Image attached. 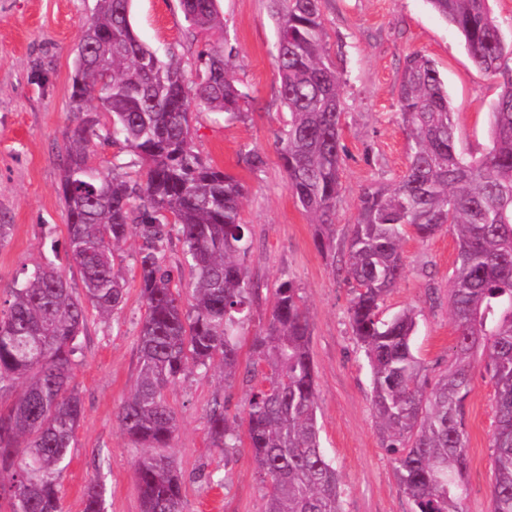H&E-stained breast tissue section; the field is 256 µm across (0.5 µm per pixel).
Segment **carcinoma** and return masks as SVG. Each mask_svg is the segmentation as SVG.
I'll return each mask as SVG.
<instances>
[{
  "mask_svg": "<svg viewBox=\"0 0 512 512\" xmlns=\"http://www.w3.org/2000/svg\"><path fill=\"white\" fill-rule=\"evenodd\" d=\"M217 0H181L186 18L209 33L220 25ZM464 37L477 69L496 79L492 146L480 156L456 147L455 112L436 62L413 53L399 77L397 112L408 138V165L390 188L366 189L348 239L343 281L352 293L350 325L372 369V403L383 447L395 455L401 488L414 512H462L467 496L465 402L471 358L485 352L495 384L491 512H512V40L489 0H429ZM131 0H97L74 60L72 112L60 193L68 253L83 293L48 260L14 282L0 312V392L24 390L0 405V500L9 512H62L83 406L72 365L88 309L119 310L125 282L114 252L131 235L146 313L139 324V376L119 420L124 435L147 449L134 464L142 512H183L174 460L158 452L178 428L166 392L190 369H239L240 329L257 294L242 257L250 248L241 222L244 185L195 152L192 109L242 116L247 93L224 49L210 48L190 84L174 52L162 59L135 33ZM322 0H273L280 95L288 108L281 161L288 190L317 224L316 244L330 248L345 147L340 79L325 54ZM119 145L128 173L88 167L95 141ZM455 233L450 288L456 362L431 388L411 348L417 315L380 317L384 297L402 279V243L412 229L427 239ZM194 272L189 302L167 262L173 242ZM311 325L290 280L275 290L267 326L252 338L254 362L243 415L225 407L208 415L214 447L247 444L267 482L265 512H343L339 476L320 439ZM85 512H104L103 488L89 485Z\"/></svg>",
  "mask_w": 512,
  "mask_h": 512,
  "instance_id": "obj_1",
  "label": "carcinoma"
}]
</instances>
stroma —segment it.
<instances>
[{
  "instance_id": "1",
  "label": "stroma",
  "mask_w": 512,
  "mask_h": 512,
  "mask_svg": "<svg viewBox=\"0 0 512 512\" xmlns=\"http://www.w3.org/2000/svg\"><path fill=\"white\" fill-rule=\"evenodd\" d=\"M97 0H0V303L15 280L51 258L81 292L79 271L66 252V213L59 195L72 126L71 77L81 34ZM220 41L240 89L243 116L225 121L207 110L192 115L195 151L246 188L241 220L251 228L245 265L259 285L243 329L241 364L252 360L251 340L264 328L274 291L293 279L312 321L311 353L317 375L318 424L323 448L338 470L343 512H413L383 447L372 405V374L349 322L351 292L340 273L361 193L392 186L407 165V139L397 112L398 76L408 55L427 54L438 65L456 120L457 146L480 155L489 149L491 104L499 88L472 63L461 34L429 0H322L326 50L341 81L342 190L333 217L331 248L321 251L314 226L287 187L280 136L288 110L280 96L276 27L270 0H218ZM131 22L149 46L175 48L187 80H195L204 36L187 21L180 0H132ZM255 149L258 171L242 160ZM136 237L115 254L126 280L124 301L109 319L89 312L72 369L84 417L62 479L63 512H84L93 480L104 488L105 512H141L134 462L141 456L123 434L117 413L139 374L138 324L145 313L133 256ZM405 274L386 296L380 314L414 309L412 351L428 382L455 359L456 332L448 291L457 256L445 230L403 244ZM486 356L475 353L466 401L469 465L464 512H490L491 438L495 387ZM247 387L225 380L220 367L192 371L167 392L178 418L169 453L183 483L184 512H265L266 487L248 447L222 452L208 432L215 401L239 412Z\"/></svg>"
}]
</instances>
